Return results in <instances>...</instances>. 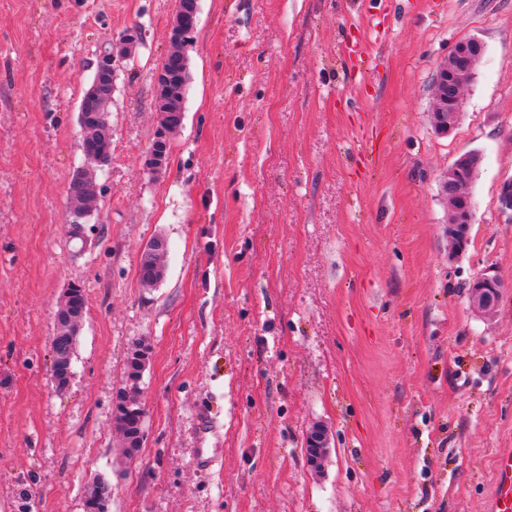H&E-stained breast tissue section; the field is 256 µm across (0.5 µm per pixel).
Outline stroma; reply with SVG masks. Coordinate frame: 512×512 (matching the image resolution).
Wrapping results in <instances>:
<instances>
[{"instance_id": "obj_1", "label": "stroma", "mask_w": 512, "mask_h": 512, "mask_svg": "<svg viewBox=\"0 0 512 512\" xmlns=\"http://www.w3.org/2000/svg\"><path fill=\"white\" fill-rule=\"evenodd\" d=\"M175 11L0 0V512H83L96 477L111 512H490L512 449V0H201L184 124L154 175ZM134 26L112 159L72 240L78 106L98 48ZM468 38L484 55L443 135L434 81ZM467 152L482 162L459 250L442 185ZM157 235L165 278L147 288ZM483 273L504 286L490 315L471 303ZM73 283L88 305L61 391L50 342ZM122 388L145 411L130 463ZM327 447L326 432L322 427H315L306 437V453L308 464L317 467Z\"/></svg>"}]
</instances>
